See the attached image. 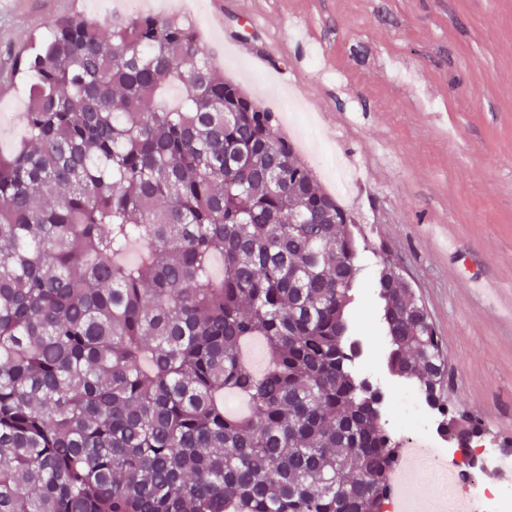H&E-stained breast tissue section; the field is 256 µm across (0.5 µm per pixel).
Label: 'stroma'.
<instances>
[{
    "label": "stroma",
    "mask_w": 512,
    "mask_h": 512,
    "mask_svg": "<svg viewBox=\"0 0 512 512\" xmlns=\"http://www.w3.org/2000/svg\"><path fill=\"white\" fill-rule=\"evenodd\" d=\"M67 16L91 0H0V104L27 107L14 58ZM195 18L365 237L358 335L386 352L368 287L391 257L439 333L443 399L511 442L512 0H199Z\"/></svg>",
    "instance_id": "1"
}]
</instances>
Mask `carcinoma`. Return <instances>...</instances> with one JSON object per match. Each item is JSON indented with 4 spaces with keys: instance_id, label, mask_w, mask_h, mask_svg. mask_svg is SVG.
<instances>
[{
    "instance_id": "1",
    "label": "carcinoma",
    "mask_w": 512,
    "mask_h": 512,
    "mask_svg": "<svg viewBox=\"0 0 512 512\" xmlns=\"http://www.w3.org/2000/svg\"><path fill=\"white\" fill-rule=\"evenodd\" d=\"M14 73L0 512H382L395 448L353 367L361 243L275 114L185 18H63ZM373 288L390 373L443 404L425 306L390 259Z\"/></svg>"
}]
</instances>
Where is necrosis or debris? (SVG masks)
<instances>
[{"label":"necrosis or debris","mask_w":512,"mask_h":512,"mask_svg":"<svg viewBox=\"0 0 512 512\" xmlns=\"http://www.w3.org/2000/svg\"><path fill=\"white\" fill-rule=\"evenodd\" d=\"M381 398L387 409V434L400 442L389 471L392 487H399L400 474L412 459L433 464L450 512H512V451L478 441L476 446L460 445L440 434L437 413L410 390H385ZM464 462H457L456 453ZM496 470L505 479L495 485H482L476 473Z\"/></svg>","instance_id":"4bbe7bcc"}]
</instances>
